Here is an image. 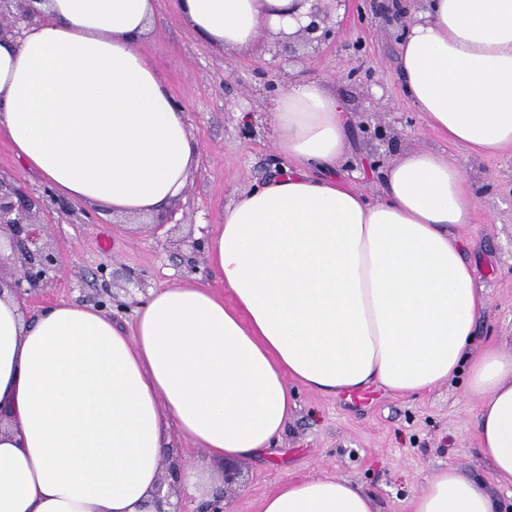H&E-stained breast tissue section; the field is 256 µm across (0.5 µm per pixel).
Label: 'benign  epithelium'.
<instances>
[{"mask_svg": "<svg viewBox=\"0 0 512 512\" xmlns=\"http://www.w3.org/2000/svg\"><path fill=\"white\" fill-rule=\"evenodd\" d=\"M306 13L308 23L294 33H277L266 29L264 35L273 39L274 47L288 53V60L302 59L315 54L323 45L336 39L337 22L333 11L351 3V0H311ZM33 0H0V39L7 35H19V24L30 23L37 13ZM401 0H364L371 12L382 14L388 22L395 23L404 14ZM39 201L28 194L17 181L0 176V232L8 230L10 247L20 262L16 274L6 280L0 275V291L9 288L17 300L24 292L38 288L50 280L56 268V256L52 249L41 244L43 225L35 221L34 207Z\"/></svg>", "mask_w": 512, "mask_h": 512, "instance_id": "benign-epithelium-1", "label": "benign epithelium"}]
</instances>
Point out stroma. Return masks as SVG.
Segmentation results:
<instances>
[{
	"mask_svg": "<svg viewBox=\"0 0 512 512\" xmlns=\"http://www.w3.org/2000/svg\"><path fill=\"white\" fill-rule=\"evenodd\" d=\"M392 32L382 19L350 12L335 42L292 69L322 80L345 101L351 122L339 174L368 197L379 198L382 185L363 164L392 159L407 148L448 154L478 181L481 193L464 256L476 269L485 308L472 347L478 352L495 344L512 354V147L476 158L443 140L403 96ZM140 47L154 57L172 94L186 105L200 163L182 197L138 228L104 206L47 192L46 181L22 167L10 142L0 137V175L19 177L39 198L36 220L44 224V238L58 257L51 283L26 303L28 314L61 300L100 309L122 302L127 309L116 320L126 327L153 287L193 275L219 287L206 250H192V243L207 242L225 205L281 165L267 120L275 98L261 88L267 81L278 83L284 60L266 40L242 51H214L184 22L176 0H156L154 28ZM352 70L358 71L359 83L347 80ZM241 112L255 117L251 136L239 133ZM380 124L393 127V145L373 136ZM368 393L365 401L355 394L299 391L275 454L258 458L216 457L171 432L179 465L193 471L196 481L189 488L182 479L165 476L160 494L173 500L178 512H200L220 486L228 512H258L261 499L283 481L336 476L361 485L377 512H408L427 480L448 467L480 482L499 512H512V487L498 484L481 454L480 399L464 378L418 395L397 396L378 387Z\"/></svg>",
	"mask_w": 512,
	"mask_h": 512,
	"instance_id": "1",
	"label": "stroma"
}]
</instances>
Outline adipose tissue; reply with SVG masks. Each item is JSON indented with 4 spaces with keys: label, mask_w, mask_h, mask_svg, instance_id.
Wrapping results in <instances>:
<instances>
[{
    "label": "adipose tissue",
    "mask_w": 512,
    "mask_h": 512,
    "mask_svg": "<svg viewBox=\"0 0 512 512\" xmlns=\"http://www.w3.org/2000/svg\"><path fill=\"white\" fill-rule=\"evenodd\" d=\"M293 0H177L217 51L263 27L294 32ZM0 42V136L59 194L118 215L157 213L198 161L188 112L139 42L155 0H36ZM399 76L412 107L454 145L512 146V0H415ZM348 118L322 81L294 79L269 117L287 164L225 206L202 277L152 289L132 329L56 302L28 317L0 294V512H156L169 425L226 458L274 448L294 387L328 397L378 385L427 392L460 371L479 395L480 448L512 485V354L468 348L484 308L465 260L477 194L447 155L406 151L368 200L336 170ZM259 512H373L336 477L288 480ZM410 512H496L452 469Z\"/></svg>",
    "instance_id": "ef3b65f1"
}]
</instances>
